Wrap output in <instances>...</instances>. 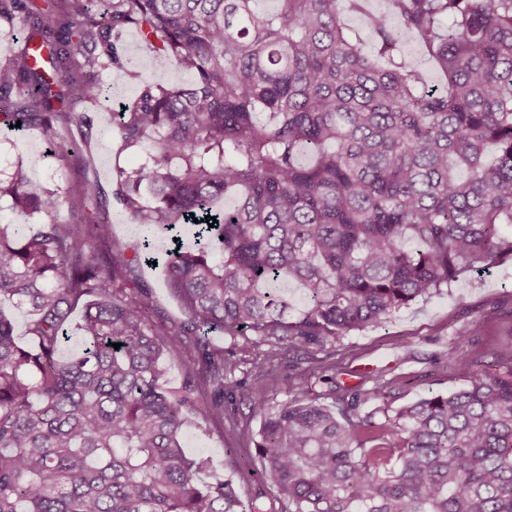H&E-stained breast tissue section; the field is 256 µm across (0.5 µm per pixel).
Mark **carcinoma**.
Segmentation results:
<instances>
[{
  "label": "carcinoma",
  "instance_id": "1",
  "mask_svg": "<svg viewBox=\"0 0 512 512\" xmlns=\"http://www.w3.org/2000/svg\"><path fill=\"white\" fill-rule=\"evenodd\" d=\"M260 2L0 0V26L26 31L0 57V125L52 143L65 117L83 138L58 158L86 163L94 119L79 105L125 67L126 30L191 76L131 73L116 128L146 159L111 194L20 166L0 176V201L35 219L0 222V306L26 310L33 340L0 309V512H512V347L495 371L393 412L360 410L386 399L381 379L322 375L312 393L289 378L282 402L257 387L285 345L322 351L512 261V0H388L366 19L383 65L347 34L340 0ZM407 33L444 86L400 58ZM112 203L142 239L111 236ZM183 226L192 245L156 250L154 232ZM155 263L176 324L150 315L139 270ZM187 347L195 364L170 388L165 362ZM240 348L248 380L229 359ZM226 398L260 418L239 436L272 497H241L236 474L185 451L188 414L222 422Z\"/></svg>",
  "mask_w": 512,
  "mask_h": 512
}]
</instances>
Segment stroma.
<instances>
[{
	"instance_id": "35a3bbf8",
	"label": "stroma",
	"mask_w": 512,
	"mask_h": 512,
	"mask_svg": "<svg viewBox=\"0 0 512 512\" xmlns=\"http://www.w3.org/2000/svg\"><path fill=\"white\" fill-rule=\"evenodd\" d=\"M131 65L146 79L161 84H183L187 74L160 61L144 49L135 31L123 37ZM101 96L88 105L95 114L92 130L93 163L81 168L71 159L47 157V143L31 132L0 128V173L13 172L18 159L28 162L26 173L41 183L66 184L85 176L111 190L118 169L140 164L144 155L121 149L115 118L137 95L136 82L125 71L111 68L99 76ZM480 322L482 331L465 344L454 342L456 330L469 322ZM512 344V263L491 268L486 274H467L442 294L420 299L396 312L386 323L337 338L329 364L334 365L337 383L368 389L374 379L390 383L385 403L398 407L432 393H448L465 384L472 372L487 369L500 347ZM317 353L283 351L268 383L275 400H283L278 382L297 378L302 385H314L312 371L318 366ZM188 454L206 453L216 475L238 471L240 491L248 496L260 484L262 475L251 455L228 425L198 416L191 417L185 433Z\"/></svg>"
}]
</instances>
